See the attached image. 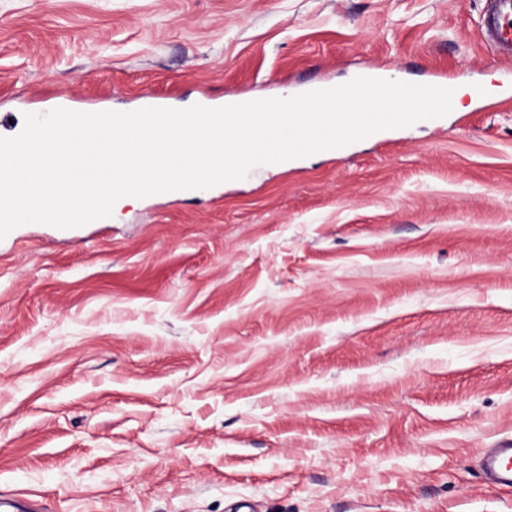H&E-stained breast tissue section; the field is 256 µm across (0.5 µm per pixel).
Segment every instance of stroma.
<instances>
[{
	"instance_id": "1",
	"label": "stroma",
	"mask_w": 512,
	"mask_h": 512,
	"mask_svg": "<svg viewBox=\"0 0 512 512\" xmlns=\"http://www.w3.org/2000/svg\"><path fill=\"white\" fill-rule=\"evenodd\" d=\"M485 0H0V113L491 82L434 123L0 240L30 512H512V62ZM481 470L489 481L512 486V439L503 441L498 448H491L481 458Z\"/></svg>"
}]
</instances>
